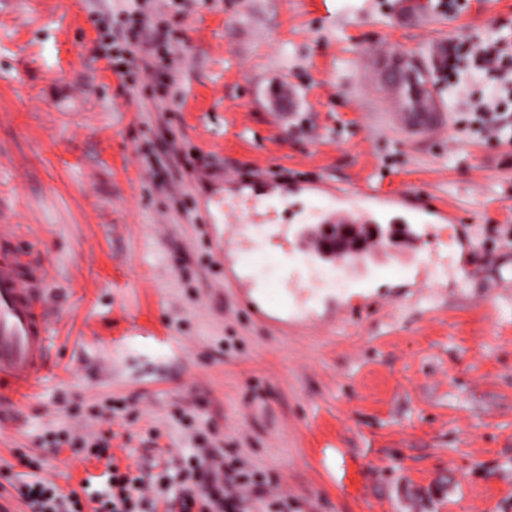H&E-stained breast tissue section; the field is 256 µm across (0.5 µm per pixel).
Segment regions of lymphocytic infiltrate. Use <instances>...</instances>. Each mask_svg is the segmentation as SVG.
Instances as JSON below:
<instances>
[{"label": "lymphocytic infiltrate", "instance_id": "lymphocytic-infiltrate-1", "mask_svg": "<svg viewBox=\"0 0 512 512\" xmlns=\"http://www.w3.org/2000/svg\"><path fill=\"white\" fill-rule=\"evenodd\" d=\"M97 24L112 70L124 77L144 70L160 86L172 76L169 56L174 47L169 32L156 22L154 0H104L97 11ZM468 53L474 62V79L492 77L501 80L502 95H491L473 103L465 113L468 128L484 138L497 141L512 130V114L503 111V97H512V45L498 39L470 44ZM108 442L90 444L89 454L106 462L107 495L98 512H152L165 506L167 512H288V499L258 473L238 462H230L221 448H203L180 467L184 491L179 501L168 496V473H161L155 485L121 472L108 460ZM21 499L29 512H84L77 494L63 493L53 482L37 477L24 483Z\"/></svg>", "mask_w": 512, "mask_h": 512}]
</instances>
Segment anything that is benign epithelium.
<instances>
[{
  "instance_id": "1",
  "label": "benign epithelium",
  "mask_w": 512,
  "mask_h": 512,
  "mask_svg": "<svg viewBox=\"0 0 512 512\" xmlns=\"http://www.w3.org/2000/svg\"><path fill=\"white\" fill-rule=\"evenodd\" d=\"M410 58L398 52L394 53L383 68L380 84L392 95L393 106L398 112H416V101L422 96L416 72L427 75L423 67L418 71L401 70ZM320 241V253L314 261L322 264H334L346 274L363 273L369 264L376 261L380 252L368 249L372 241L386 242L387 249L400 250L414 245L418 231L405 224H309L299 225L296 231L298 247L305 246L310 235Z\"/></svg>"
}]
</instances>
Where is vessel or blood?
<instances>
[{
    "instance_id": "obj_1",
    "label": "vessel or blood",
    "mask_w": 512,
    "mask_h": 512,
    "mask_svg": "<svg viewBox=\"0 0 512 512\" xmlns=\"http://www.w3.org/2000/svg\"><path fill=\"white\" fill-rule=\"evenodd\" d=\"M404 129L424 132L437 129L438 112L395 113ZM362 209L331 208L329 224H369L379 207L398 211L400 196L385 195L379 186L363 190ZM44 269L37 252H21L10 241L0 240V382L8 398H23L33 392L49 360L50 336L43 313Z\"/></svg>"
}]
</instances>
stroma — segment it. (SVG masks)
<instances>
[{
    "instance_id": "1",
    "label": "stroma",
    "mask_w": 512,
    "mask_h": 512,
    "mask_svg": "<svg viewBox=\"0 0 512 512\" xmlns=\"http://www.w3.org/2000/svg\"><path fill=\"white\" fill-rule=\"evenodd\" d=\"M410 4L163 11L184 46L162 135L163 91L112 72L89 0H0V234L41 254L52 332L0 414V512L33 474L104 489V464L45 447L68 431L135 476L219 441L292 512H512V144L464 132L467 70L437 80L440 133L399 127L375 80L394 51L512 42V0ZM171 140L211 166L165 192ZM370 184L459 221L364 273L309 262L298 225Z\"/></svg>"
}]
</instances>
